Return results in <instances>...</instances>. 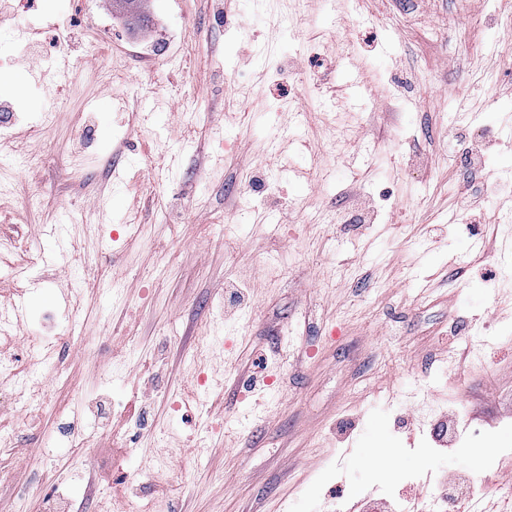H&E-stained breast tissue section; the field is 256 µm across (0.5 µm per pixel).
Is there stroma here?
I'll return each mask as SVG.
<instances>
[{
  "label": "stroma",
  "mask_w": 512,
  "mask_h": 512,
  "mask_svg": "<svg viewBox=\"0 0 512 512\" xmlns=\"http://www.w3.org/2000/svg\"><path fill=\"white\" fill-rule=\"evenodd\" d=\"M10 5L0 304L63 342L44 407L0 400V512H411L449 481L497 512L512 458L473 451L512 446V259L493 196L471 232L456 190L466 160L512 171L485 132L512 122V0H312L297 29L295 0H145L144 29Z\"/></svg>",
  "instance_id": "obj_1"
}]
</instances>
